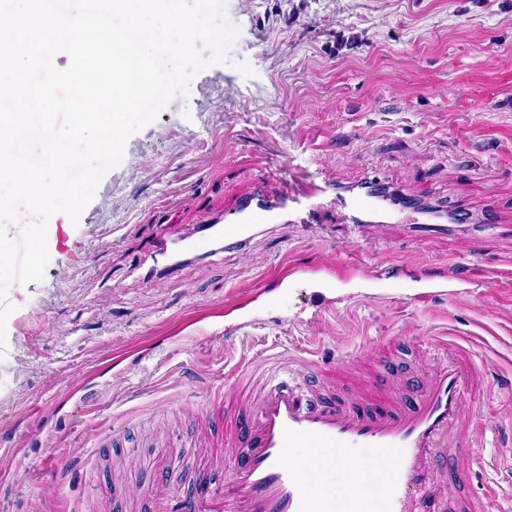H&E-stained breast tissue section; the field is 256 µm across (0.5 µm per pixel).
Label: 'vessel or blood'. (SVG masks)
<instances>
[{
  "label": "vessel or blood",
  "mask_w": 512,
  "mask_h": 512,
  "mask_svg": "<svg viewBox=\"0 0 512 512\" xmlns=\"http://www.w3.org/2000/svg\"><path fill=\"white\" fill-rule=\"evenodd\" d=\"M327 204L333 222L353 239L372 227L407 226L421 237L441 233L440 209L418 208L396 189L369 182L360 190L331 189L308 183L297 191H263L244 199L232 218L206 216L197 224L154 237L130 273L149 282L162 273V257L211 255L216 244L241 247L263 224L298 223L304 211ZM512 242V225L489 221L476 241ZM485 279L479 263L467 260L451 270H436L416 300L447 295L454 283L478 284ZM486 384L466 350L426 381L417 395L401 390L384 392L380 401L349 406L320 393L292 370H278L266 382L256 408H242L235 420L245 451L231 471L221 464L202 468L198 492L168 490L163 468L157 482L153 512H492L493 491L450 498L453 486H470L472 473L483 461L472 451L482 427L467 419L466 398L481 394ZM295 448L306 449L301 458ZM389 467L377 482L362 455ZM352 470L356 488L339 499L314 487V477L326 469Z\"/></svg>",
  "instance_id": "vessel-or-blood-1"
}]
</instances>
